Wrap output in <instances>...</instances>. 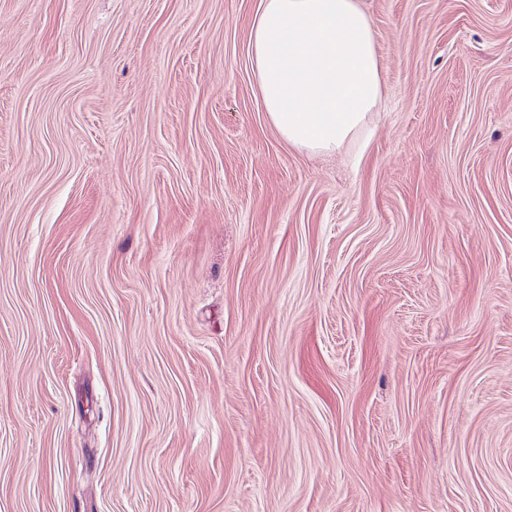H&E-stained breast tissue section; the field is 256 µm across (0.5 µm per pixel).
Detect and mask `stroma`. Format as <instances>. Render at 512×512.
<instances>
[{
    "label": "stroma",
    "instance_id": "1",
    "mask_svg": "<svg viewBox=\"0 0 512 512\" xmlns=\"http://www.w3.org/2000/svg\"><path fill=\"white\" fill-rule=\"evenodd\" d=\"M258 2L0 0V512H512V0H362L332 156ZM250 54L269 119L293 146L341 152L379 111L382 75L361 0H259Z\"/></svg>",
    "mask_w": 512,
    "mask_h": 512
}]
</instances>
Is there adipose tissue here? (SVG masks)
Here are the masks:
<instances>
[{"instance_id": "adipose-tissue-1", "label": "adipose tissue", "mask_w": 512, "mask_h": 512, "mask_svg": "<svg viewBox=\"0 0 512 512\" xmlns=\"http://www.w3.org/2000/svg\"><path fill=\"white\" fill-rule=\"evenodd\" d=\"M250 54L269 119L293 146L341 152L380 108L375 33L361 0H259Z\"/></svg>"}]
</instances>
